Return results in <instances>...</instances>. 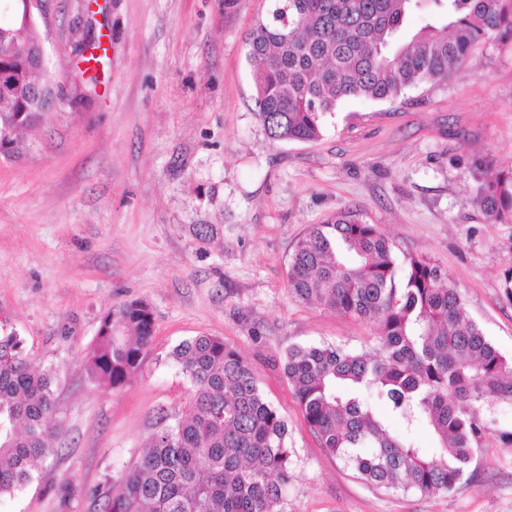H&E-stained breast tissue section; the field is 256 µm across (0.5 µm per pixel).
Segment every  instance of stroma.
<instances>
[{
  "label": "stroma",
  "instance_id": "stroma-1",
  "mask_svg": "<svg viewBox=\"0 0 512 512\" xmlns=\"http://www.w3.org/2000/svg\"><path fill=\"white\" fill-rule=\"evenodd\" d=\"M265 0H46L54 106L19 157H0V336L53 375L63 425L0 512H101L98 491L190 412L172 353L200 334L250 364L288 424L283 512H512V446L492 443L452 493L361 480L307 427L283 370L296 344L372 349L375 326L288 294L309 227L346 211L398 254L426 258L512 357V224L469 205L512 165V49L479 45L447 81L393 100L348 99L317 141L271 142L254 112L245 38ZM147 302L155 333L136 378L92 380L101 318Z\"/></svg>",
  "mask_w": 512,
  "mask_h": 512
}]
</instances>
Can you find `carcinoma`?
I'll return each instance as SVG.
<instances>
[{"mask_svg": "<svg viewBox=\"0 0 512 512\" xmlns=\"http://www.w3.org/2000/svg\"><path fill=\"white\" fill-rule=\"evenodd\" d=\"M247 38L260 67L256 115L273 142L322 136L323 117L349 97L382 100L448 79L483 42L512 45V0H266ZM426 19L416 32L411 18ZM34 40L16 26L0 39V71L31 78L11 50ZM0 100V130L22 133L40 113ZM471 203L512 223V169L482 181ZM288 293L376 326L369 352L332 344L288 349L284 373L321 447L361 479L422 495L453 492L477 452L512 445L485 410L512 406V358L464 312L460 292L425 259H398L375 224L342 212L315 224L288 262ZM154 328L143 301L108 312L88 369L117 388L137 375ZM173 356L189 383L190 415L150 437L142 460L102 491L104 512H283L291 479L288 425L248 362L224 340L197 336ZM52 375L30 369L22 340L0 336V496L32 479L55 450L59 421ZM385 403L379 415L373 400ZM425 424L435 447L419 448Z\"/></svg>", "mask_w": 512, "mask_h": 512, "instance_id": "carcinoma-1", "label": "carcinoma"}]
</instances>
